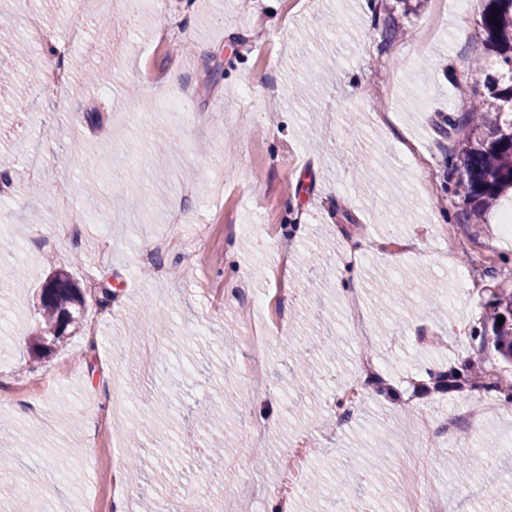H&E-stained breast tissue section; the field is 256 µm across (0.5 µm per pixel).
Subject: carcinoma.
I'll return each mask as SVG.
<instances>
[{"label":"carcinoma","instance_id":"obj_1","mask_svg":"<svg viewBox=\"0 0 512 512\" xmlns=\"http://www.w3.org/2000/svg\"><path fill=\"white\" fill-rule=\"evenodd\" d=\"M479 26L482 48L494 66L485 80L484 92L473 94L467 109L448 117V135L457 138L454 169L464 189L463 204L475 223L501 194L512 189V0H482ZM56 288L44 296L39 309L38 335L32 350L40 356L52 351L53 342L79 325L78 316L85 299L70 275L55 271ZM504 317L498 323V317ZM491 331H482L473 340L480 352L493 351L501 362L512 366V291L495 294L487 304ZM443 386L469 387L477 392L506 393L492 375L473 379L463 373L435 375Z\"/></svg>","mask_w":512,"mask_h":512}]
</instances>
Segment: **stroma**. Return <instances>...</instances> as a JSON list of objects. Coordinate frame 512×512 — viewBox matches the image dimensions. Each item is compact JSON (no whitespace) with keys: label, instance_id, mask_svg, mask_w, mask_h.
Here are the masks:
<instances>
[{"label":"stroma","instance_id":"obj_1","mask_svg":"<svg viewBox=\"0 0 512 512\" xmlns=\"http://www.w3.org/2000/svg\"><path fill=\"white\" fill-rule=\"evenodd\" d=\"M480 10V0L461 10L423 0L397 19L405 38L384 46L381 0H165L159 11L119 0L109 14L83 0V45L69 38L70 0H0V29L22 35L29 11L44 32L28 60L0 47L13 60L0 89V457L16 463L0 512L24 493L29 512L174 504L169 470L225 512L240 483L273 480L278 449L303 437L323 493L300 512H341L345 499L397 512L401 449L431 448L418 415L441 432L473 396L426 391L430 373L475 358L512 385V367L473 339L487 301L512 290L501 226L512 192L470 223L438 128L467 106L462 87L482 89L491 70ZM54 44L70 74L61 84L42 76ZM31 140L44 148L36 175L21 153ZM173 223L180 238L142 262ZM202 224L207 240L187 247ZM393 237L406 249L388 250ZM53 267L82 286L109 280L116 296L106 308L86 298L80 329L42 358L30 338ZM461 272L476 296L459 288ZM341 278L358 291L366 342L342 332ZM275 288L288 300L257 394L243 329L259 319L254 295ZM132 336L152 355L114 358V339ZM287 345L315 376L296 372ZM354 371L365 398L340 422L329 410ZM206 407L222 409L235 436L219 458L204 450ZM256 422L270 427L259 446ZM482 448L496 451L490 471L447 464ZM431 450L428 493L448 512H512V402L499 401L467 446ZM378 454L382 479L337 486V471Z\"/></svg>","mask_w":512,"mask_h":512}]
</instances>
